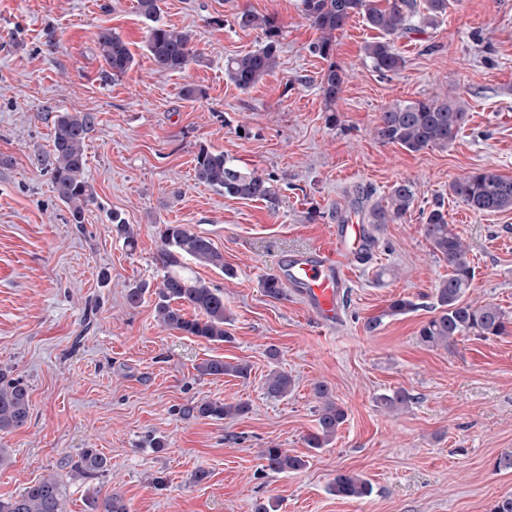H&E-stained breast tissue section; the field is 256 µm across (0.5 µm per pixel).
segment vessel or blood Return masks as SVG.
Instances as JSON below:
<instances>
[{
    "label": "vessel or blood",
    "mask_w": 512,
    "mask_h": 512,
    "mask_svg": "<svg viewBox=\"0 0 512 512\" xmlns=\"http://www.w3.org/2000/svg\"><path fill=\"white\" fill-rule=\"evenodd\" d=\"M366 245L362 225L340 224L329 245L283 256V270L322 325L340 320V297L352 278L357 255Z\"/></svg>",
    "instance_id": "1"
}]
</instances>
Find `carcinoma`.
Listing matches in <instances>:
<instances>
[{
	"label": "carcinoma",
	"mask_w": 512,
	"mask_h": 512,
	"mask_svg": "<svg viewBox=\"0 0 512 512\" xmlns=\"http://www.w3.org/2000/svg\"><path fill=\"white\" fill-rule=\"evenodd\" d=\"M449 0H301V12L319 32L311 44V52L324 60L331 58L336 46V32L341 31L354 16L362 17L367 25L381 32L379 40L365 45L366 58L373 70L383 76L396 73L405 65L395 48V40L437 26L448 13ZM140 15L149 22L145 47L160 72H179L198 57L193 36L185 30L159 23V0H137ZM241 28L260 29L264 44L243 55L227 59L225 75L240 90L247 91L270 75L277 67L280 27L274 18L259 16L244 10L235 17ZM101 57L107 67L105 75L115 78L130 70L134 55L122 37L104 29L97 35ZM343 79L336 63L329 64L320 81V90L327 107H332L342 92ZM468 122L465 102L457 95L436 94L412 102H396L380 113L374 128L375 138L385 144H398L409 152L429 147L445 149ZM95 127L90 112H59L53 119L52 149L37 155L34 163L50 176L55 197L69 208L74 223H82L85 210L95 203L92 185L85 171L86 141ZM195 179L224 192L231 198L276 202L278 187L275 179L256 172H243L224 153L202 149L195 159ZM451 193L473 211L491 213L512 209V177L493 169H477L450 184ZM416 198L414 186L407 180L396 182L388 195L370 205L365 213L369 224H387L402 219L411 212ZM422 230L433 254L448 264V277L435 288L436 313L418 331V340L428 348H450L459 336H479L488 339L508 332L512 320L493 302L480 304L466 298L475 278L468 258L469 249L448 222L442 203H435L422 214ZM160 260L170 269L154 291L155 316L165 328L186 336L220 343L229 338L224 324L230 314L224 305V292L200 280H193L173 268L179 258L188 257L201 264L224 269V256L206 237L188 230L182 224H166L160 233ZM263 292L274 299L284 295L280 277L268 275L261 282ZM191 308L193 314L185 312ZM416 309L407 297L394 299L387 310L367 321L371 332L386 316L406 314ZM199 376L231 375L245 377L248 366L233 364L222 358L206 359L196 366ZM293 380L287 372L271 371L265 380L266 394L280 399L291 391ZM318 401L317 425L306 438L307 446L320 449L337 435L346 420L344 407L336 401L327 384L314 386ZM410 396L402 390L380 397L381 405L390 412L406 406ZM201 417L222 420L241 415L248 410L243 402L226 403L205 400L192 407ZM30 419V399L26 385L19 379L8 378L0 371V431L16 430ZM266 468L273 472L298 471L306 461L272 447L262 452ZM109 470L107 458L94 448L85 449L74 465L76 475L96 478ZM330 492L343 499H364L371 495L368 480L351 472H340L330 485ZM90 512H127L117 496L98 503H89ZM0 512H62V484L51 475L26 487L8 499H0Z\"/></svg>",
	"instance_id": "obj_1"
}]
</instances>
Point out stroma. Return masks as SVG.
Instances as JSON below:
<instances>
[{"label":"stroma","instance_id":"35a3bbf8","mask_svg":"<svg viewBox=\"0 0 512 512\" xmlns=\"http://www.w3.org/2000/svg\"><path fill=\"white\" fill-rule=\"evenodd\" d=\"M301 0H161L160 23L191 33L201 54L181 72H157L145 48L136 0H0V369L29 388L27 425L0 432V498L63 476V512H88L116 495L128 512H489L512 493V334L458 337L452 349L420 344L447 264L422 231V213L442 202L470 249L476 276L467 297L512 316V210L477 214L448 185L481 168L512 177V0H450L436 28L396 42L405 66L379 76L365 57L378 36L362 17L336 35L331 60L313 55L317 31ZM274 17L282 29L278 65L250 90L224 74L226 58L259 48L236 13ZM109 28L134 54L132 68L103 73L97 35ZM343 92L327 114L320 81L329 63ZM195 88L185 96V88ZM460 96L468 122L448 148L410 153L380 144L372 130L396 102L437 93ZM91 112L86 175L96 201L73 223L48 173L33 163L51 150L53 116ZM224 153L246 172L272 176L275 203L224 196L194 178L200 150ZM415 186L405 219L365 224L364 194L382 198L398 181ZM119 212L135 246L117 235ZM364 224L376 243L359 264L341 322L319 325L292 292L261 288L283 254L329 240L341 217ZM182 224L208 237L224 269L185 258L181 274L222 289L231 341L207 343L163 328L154 298L125 299L166 273L159 231ZM411 298L415 311L386 315ZM383 321L374 332L365 323ZM279 356L269 359L268 347ZM213 357L248 365L242 379L199 376ZM274 369L295 382L266 395ZM328 385L346 413L335 440L313 450L315 383ZM411 400L387 413L380 395ZM244 402L246 413L216 420L194 413L200 400ZM163 438V450L150 447ZM305 457L298 471L266 469L264 448ZM110 469L85 480L73 466L83 449ZM207 477L195 481L198 471ZM373 486L363 500L336 497L337 473Z\"/></svg>","mask_w":512,"mask_h":512}]
</instances>
